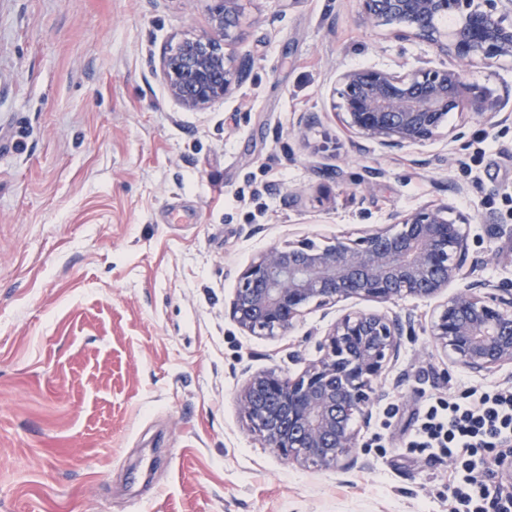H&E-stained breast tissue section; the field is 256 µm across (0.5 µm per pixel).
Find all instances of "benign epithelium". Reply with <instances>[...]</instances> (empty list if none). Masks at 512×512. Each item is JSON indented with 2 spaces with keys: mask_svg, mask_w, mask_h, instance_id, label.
<instances>
[{
  "mask_svg": "<svg viewBox=\"0 0 512 512\" xmlns=\"http://www.w3.org/2000/svg\"><path fill=\"white\" fill-rule=\"evenodd\" d=\"M360 15L395 26L454 59L443 69L398 74L357 68L339 76L338 117L359 148L387 153L420 146L451 112L499 114L502 104L467 83V68L512 57V0H358ZM241 0H213L208 32L165 52L162 79L182 106L205 110L249 75V62L224 51L240 25ZM449 205L396 213L392 224L341 236L319 247L302 239L274 247L241 272L230 316L257 336L290 330L310 306L350 298L394 303L446 300L430 327L433 341L473 373L512 363V280L476 279L470 218H449ZM457 285L453 293L448 288ZM414 316L380 311L347 314L318 342L321 356L296 377L274 370L253 376L238 396L248 431L289 461L325 468L359 461L360 427L386 397L381 378L400 356Z\"/></svg>",
  "mask_w": 512,
  "mask_h": 512,
  "instance_id": "1",
  "label": "benign epithelium"
}]
</instances>
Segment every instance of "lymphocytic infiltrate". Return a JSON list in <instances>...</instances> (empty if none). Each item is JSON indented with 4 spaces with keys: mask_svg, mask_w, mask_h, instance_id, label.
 Instances as JSON below:
<instances>
[{
    "mask_svg": "<svg viewBox=\"0 0 512 512\" xmlns=\"http://www.w3.org/2000/svg\"><path fill=\"white\" fill-rule=\"evenodd\" d=\"M430 458L452 460L448 474L451 512H512V485L495 481L488 453L512 460V386L471 391L461 399L428 403L408 441Z\"/></svg>",
    "mask_w": 512,
    "mask_h": 512,
    "instance_id": "obj_1",
    "label": "lymphocytic infiltrate"
}]
</instances>
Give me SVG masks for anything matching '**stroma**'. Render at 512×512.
<instances>
[{
    "mask_svg": "<svg viewBox=\"0 0 512 512\" xmlns=\"http://www.w3.org/2000/svg\"><path fill=\"white\" fill-rule=\"evenodd\" d=\"M209 6L0 0V512H448L450 461L407 447L417 414L512 385V364L470 373L427 332L437 300H402L415 332L361 432L366 466L292 464L237 396L255 374L299 373L336 317L371 304L313 308L273 336L229 306L270 248L436 204L471 216L479 276L511 280L512 125L452 112L418 149L358 150L339 72L453 61L366 24L356 0H242L230 50L248 79L184 109L160 53L206 32ZM466 79L512 109V58Z\"/></svg>",
    "mask_w": 512,
    "mask_h": 512,
    "instance_id": "obj_1",
    "label": "stroma"
}]
</instances>
